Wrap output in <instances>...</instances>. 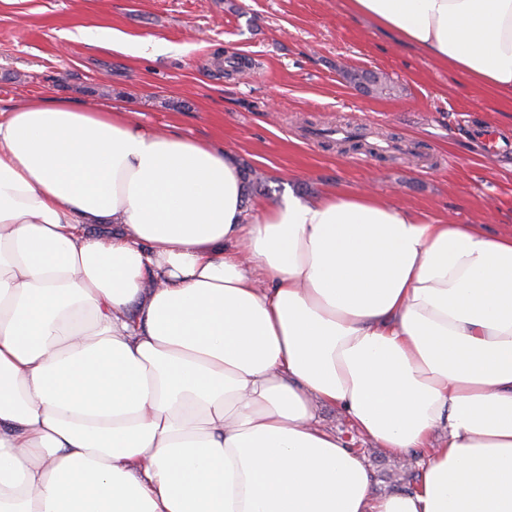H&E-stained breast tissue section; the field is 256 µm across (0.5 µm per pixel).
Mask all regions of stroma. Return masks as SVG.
Masks as SVG:
<instances>
[{"label": "stroma", "instance_id": "obj_1", "mask_svg": "<svg viewBox=\"0 0 512 512\" xmlns=\"http://www.w3.org/2000/svg\"><path fill=\"white\" fill-rule=\"evenodd\" d=\"M92 27L162 51L147 59L78 39ZM349 71L395 90L365 95ZM33 97L119 106L231 151L267 180L252 201L365 187L427 217L512 231V104L351 16L346 0H0V110ZM341 124L416 151L342 154L312 136ZM476 126L507 149H485ZM320 419L365 456L374 495L413 482L415 462L364 440L335 408Z\"/></svg>", "mask_w": 512, "mask_h": 512}]
</instances>
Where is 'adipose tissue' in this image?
I'll use <instances>...</instances> for the list:
<instances>
[{
    "mask_svg": "<svg viewBox=\"0 0 512 512\" xmlns=\"http://www.w3.org/2000/svg\"><path fill=\"white\" fill-rule=\"evenodd\" d=\"M347 7L512 102V0ZM244 194L123 110L0 119V512H512V233ZM320 419L327 428H336V433L348 440L353 448L365 456L374 495H383L394 489L409 487L413 482L416 476L415 459L411 458L406 465H402L401 459L364 440L335 408H323Z\"/></svg>",
    "mask_w": 512,
    "mask_h": 512,
    "instance_id": "1",
    "label": "adipose tissue"
}]
</instances>
